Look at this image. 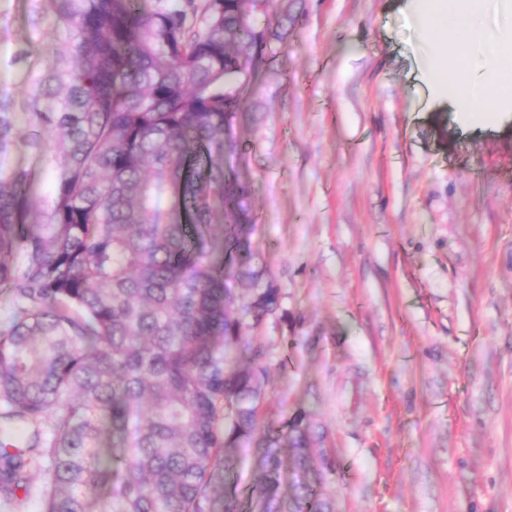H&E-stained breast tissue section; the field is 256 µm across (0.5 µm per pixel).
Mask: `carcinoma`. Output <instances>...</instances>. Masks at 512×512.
Wrapping results in <instances>:
<instances>
[{"label": "carcinoma", "mask_w": 512, "mask_h": 512, "mask_svg": "<svg viewBox=\"0 0 512 512\" xmlns=\"http://www.w3.org/2000/svg\"><path fill=\"white\" fill-rule=\"evenodd\" d=\"M271 7L27 0L0 60L25 69L21 95L0 93V160L37 156L53 189L0 164V501L37 473L42 512H333L306 481L309 414L260 418L267 349L247 332L279 294L260 286L249 188L224 170L244 72L288 35V0L274 27L245 21ZM233 448L252 450L245 501Z\"/></svg>", "instance_id": "1"}]
</instances>
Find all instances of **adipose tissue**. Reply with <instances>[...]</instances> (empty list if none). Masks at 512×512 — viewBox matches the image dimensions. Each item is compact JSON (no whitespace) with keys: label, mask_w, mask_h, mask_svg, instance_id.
Listing matches in <instances>:
<instances>
[{"label":"adipose tissue","mask_w":512,"mask_h":512,"mask_svg":"<svg viewBox=\"0 0 512 512\" xmlns=\"http://www.w3.org/2000/svg\"><path fill=\"white\" fill-rule=\"evenodd\" d=\"M483 0H415L413 9L432 44L431 85L452 89L461 112L499 111L506 96L497 82L512 74V30H480Z\"/></svg>","instance_id":"1"}]
</instances>
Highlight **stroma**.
Masks as SVG:
<instances>
[{
  "mask_svg": "<svg viewBox=\"0 0 512 512\" xmlns=\"http://www.w3.org/2000/svg\"><path fill=\"white\" fill-rule=\"evenodd\" d=\"M224 166L250 187L262 415H312L334 512H512V103L429 85L410 0H294Z\"/></svg>",
  "mask_w": 512,
  "mask_h": 512,
  "instance_id": "35a3bbf8",
  "label": "stroma"
}]
</instances>
